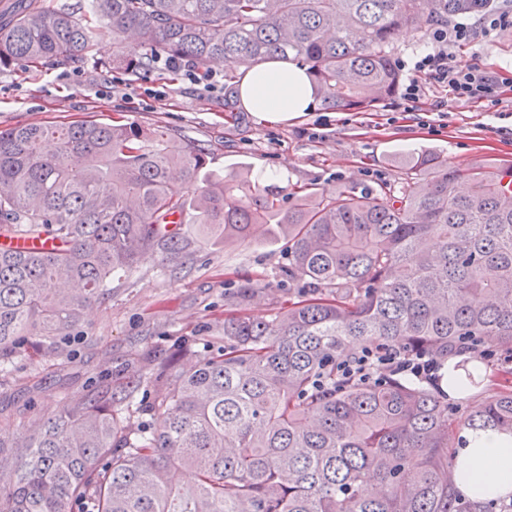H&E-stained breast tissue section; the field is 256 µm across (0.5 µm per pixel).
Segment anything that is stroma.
I'll return each mask as SVG.
<instances>
[{"instance_id": "stroma-1", "label": "stroma", "mask_w": 512, "mask_h": 512, "mask_svg": "<svg viewBox=\"0 0 512 512\" xmlns=\"http://www.w3.org/2000/svg\"><path fill=\"white\" fill-rule=\"evenodd\" d=\"M111 30H102L94 62L56 66L22 75L0 71V129L21 123L68 125L84 120L161 125L205 147L209 167L225 174L250 168L260 184L284 193L306 188L330 196L397 191L416 178L410 156L428 148L462 169L512 166V89L498 105L456 99L447 85L428 83L417 111L394 96L368 112L315 108L285 124H267L241 106L224 104V87L156 69L146 77L112 74L106 64L117 51ZM457 61L478 60L498 73L512 71V32L476 37L455 50ZM171 232L188 242L183 255L147 256L113 279L110 294L85 315L86 333L36 359H20L0 374V420L11 419V436L60 413L68 399L103 379L122 386L132 427L159 425L152 391L129 388L136 368L160 371L182 354L205 355L224 343V318L236 312L239 289L256 286L247 315L271 319L303 293L288 276V243L231 247L196 238L192 226Z\"/></svg>"}]
</instances>
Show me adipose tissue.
<instances>
[{"label":"adipose tissue","instance_id":"1","mask_svg":"<svg viewBox=\"0 0 512 512\" xmlns=\"http://www.w3.org/2000/svg\"><path fill=\"white\" fill-rule=\"evenodd\" d=\"M241 105L268 124H281L315 107L316 92L305 65L270 59L242 74ZM454 480L470 499H512V436L463 429L454 457Z\"/></svg>","mask_w":512,"mask_h":512}]
</instances>
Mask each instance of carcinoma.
Segmentation results:
<instances>
[{
  "instance_id": "carcinoma-1",
  "label": "carcinoma",
  "mask_w": 512,
  "mask_h": 512,
  "mask_svg": "<svg viewBox=\"0 0 512 512\" xmlns=\"http://www.w3.org/2000/svg\"><path fill=\"white\" fill-rule=\"evenodd\" d=\"M33 2L0 16V70L82 64L108 26L132 46L113 69L278 56L309 66L324 108L367 111L398 88L394 47L419 16L477 14L491 0ZM410 162L420 177L386 202L305 192L285 210L278 187L208 171L203 147L161 127L0 130V237L61 243L0 250V366L85 333V308L155 250L183 253L168 224L226 245L285 238L288 276L308 286L269 321L224 319L216 352L171 361L152 405L159 429L124 425L109 390L71 398L21 445L0 429V512H512V499L460 497L452 479L462 429L512 434V369L465 415L444 386L479 387L478 362L433 387L337 382L336 360L364 346L421 349L444 366L479 337L512 356V172L461 171L430 152ZM176 173L203 181L193 198Z\"/></svg>"
}]
</instances>
